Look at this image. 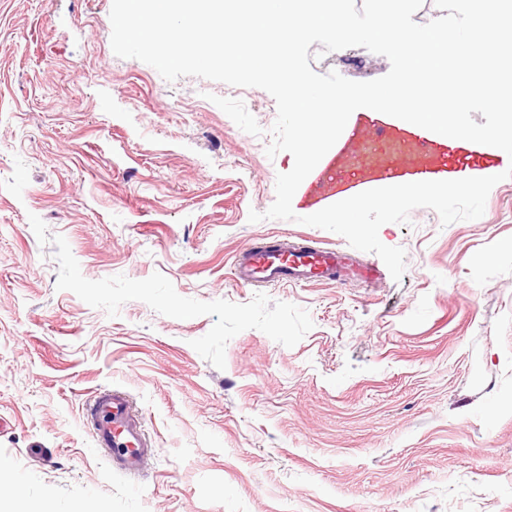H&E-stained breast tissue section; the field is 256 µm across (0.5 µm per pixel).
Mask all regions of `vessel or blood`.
<instances>
[{
  "instance_id": "b4317fda",
  "label": "vessel or blood",
  "mask_w": 512,
  "mask_h": 512,
  "mask_svg": "<svg viewBox=\"0 0 512 512\" xmlns=\"http://www.w3.org/2000/svg\"><path fill=\"white\" fill-rule=\"evenodd\" d=\"M501 164L493 147L444 139L360 108L312 171L297 205L315 210L369 189L461 179L466 172L495 171ZM349 267L342 249L281 238L239 253L233 271L236 281L245 286H280L336 281ZM88 417L93 437L113 469L130 476L138 474L152 450L129 396L119 390L100 394L90 405Z\"/></svg>"
}]
</instances>
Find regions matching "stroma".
<instances>
[{
  "label": "stroma",
  "mask_w": 512,
  "mask_h": 512,
  "mask_svg": "<svg viewBox=\"0 0 512 512\" xmlns=\"http://www.w3.org/2000/svg\"><path fill=\"white\" fill-rule=\"evenodd\" d=\"M112 0H0V497L13 512H512V178L475 220L387 223L406 270L239 285L289 235L274 98L111 47ZM309 64L354 81L362 47ZM119 388L154 454L86 420ZM92 434L112 468L126 475H137L152 454L140 419L129 396L119 390L100 394L89 406Z\"/></svg>",
  "instance_id": "1"
}]
</instances>
